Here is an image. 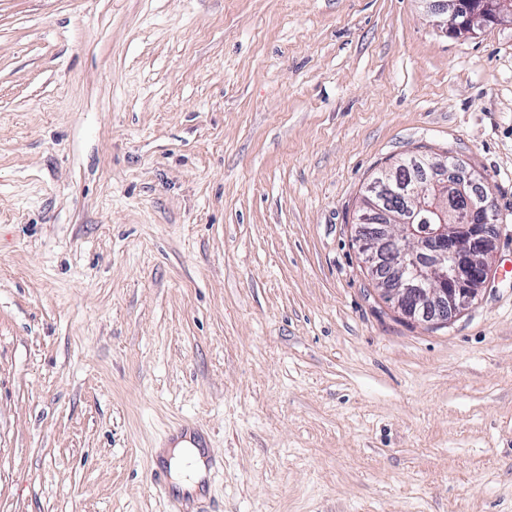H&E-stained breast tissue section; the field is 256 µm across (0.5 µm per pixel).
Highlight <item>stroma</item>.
<instances>
[{
    "label": "stroma",
    "mask_w": 512,
    "mask_h": 512,
    "mask_svg": "<svg viewBox=\"0 0 512 512\" xmlns=\"http://www.w3.org/2000/svg\"><path fill=\"white\" fill-rule=\"evenodd\" d=\"M487 179L495 273L402 320L354 241L378 169ZM512 512V25L421 0H0V512ZM167 441L169 443H165L163 447L173 448L183 443L184 448H175L172 458H169L166 452L163 454L168 459L174 481L181 489H187L192 486V481L189 479L192 475H190L188 467L185 466V460L189 451L193 448H205L202 452V458L206 476L201 483H205L207 475L211 477L214 470L215 456L210 448H206L208 445L198 424L189 422L179 424L170 432Z\"/></svg>",
    "instance_id": "stroma-1"
}]
</instances>
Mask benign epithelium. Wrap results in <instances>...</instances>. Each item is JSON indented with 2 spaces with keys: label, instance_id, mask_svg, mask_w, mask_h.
Segmentation results:
<instances>
[{
  "label": "benign epithelium",
  "instance_id": "benign-epithelium-1",
  "mask_svg": "<svg viewBox=\"0 0 512 512\" xmlns=\"http://www.w3.org/2000/svg\"><path fill=\"white\" fill-rule=\"evenodd\" d=\"M434 24L471 34L490 23H512V0H429ZM423 183L401 187L376 179L363 195L368 223L355 229L364 264L414 322L449 324L479 300L493 273L498 236L494 200L486 180L450 155L430 158ZM446 201L434 222L430 195Z\"/></svg>",
  "mask_w": 512,
  "mask_h": 512
}]
</instances>
